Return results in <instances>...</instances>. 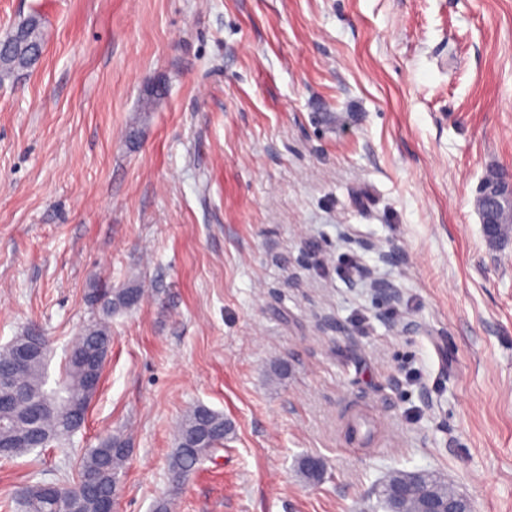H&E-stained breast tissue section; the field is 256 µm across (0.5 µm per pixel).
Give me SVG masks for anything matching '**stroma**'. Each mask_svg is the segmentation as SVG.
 <instances>
[{
  "mask_svg": "<svg viewBox=\"0 0 512 512\" xmlns=\"http://www.w3.org/2000/svg\"><path fill=\"white\" fill-rule=\"evenodd\" d=\"M34 12L0 347L43 330L55 387L94 289L144 297L68 449L0 460V512L114 434L119 512H385L395 470L512 512V237L475 205L512 169V0H0V41ZM197 404L233 432L175 488Z\"/></svg>",
  "mask_w": 512,
  "mask_h": 512,
  "instance_id": "1",
  "label": "stroma"
}]
</instances>
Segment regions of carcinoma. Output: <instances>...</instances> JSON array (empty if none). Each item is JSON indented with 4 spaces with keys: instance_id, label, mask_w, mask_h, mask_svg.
Returning a JSON list of instances; mask_svg holds the SVG:
<instances>
[{
    "instance_id": "obj_1",
    "label": "carcinoma",
    "mask_w": 512,
    "mask_h": 512,
    "mask_svg": "<svg viewBox=\"0 0 512 512\" xmlns=\"http://www.w3.org/2000/svg\"><path fill=\"white\" fill-rule=\"evenodd\" d=\"M28 30L23 41L8 39L0 43L7 49L4 58L11 64L0 68V81L23 68V63L41 49L40 20L32 16L26 20ZM143 292L135 286L103 288L97 300L103 315L129 310L140 302ZM39 341L44 348L32 355L16 375L23 397L10 407L0 406V457L13 458L53 443L64 444L85 422L86 414L74 415L72 408L88 409L94 391L88 387V378L101 380L104 363L112 346V332L106 322L88 323L71 346L84 360L69 356L66 359L58 389L47 391V353L49 337L32 327L0 349V367L13 363L14 354L22 343ZM232 432L224 415L204 405L191 408L176 428V448L168 464L169 480L173 486L183 484L182 477L191 474L199 457L224 446V438ZM129 456L125 438L113 435L98 445L85 449L75 478L70 481L72 491L66 493L57 482L39 480L25 487L22 505L25 512H99L102 501L112 495L118 485ZM398 488L408 489V496L396 503L391 495ZM425 494L444 500L455 496L448 485L430 473L394 471L385 480L381 497L384 508L399 512H416L419 498Z\"/></svg>"
}]
</instances>
